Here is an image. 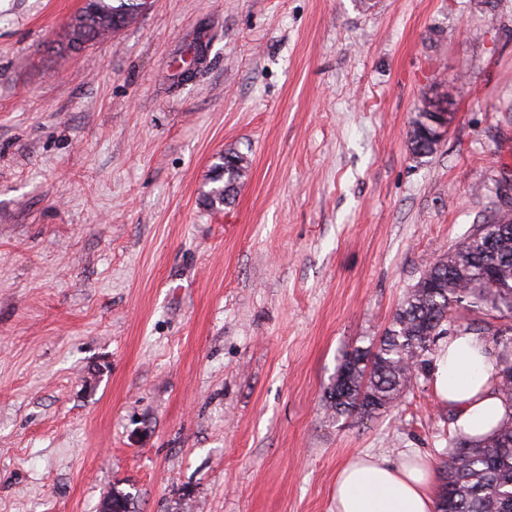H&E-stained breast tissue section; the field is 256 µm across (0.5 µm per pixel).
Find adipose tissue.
Segmentation results:
<instances>
[{
	"mask_svg": "<svg viewBox=\"0 0 512 512\" xmlns=\"http://www.w3.org/2000/svg\"><path fill=\"white\" fill-rule=\"evenodd\" d=\"M496 361L485 339L463 328L440 345L430 381L437 399L455 411V426L468 436L487 433L506 407L496 393ZM335 512H435V471L425 458L400 462L363 456L336 474Z\"/></svg>",
	"mask_w": 512,
	"mask_h": 512,
	"instance_id": "adipose-tissue-1",
	"label": "adipose tissue"
}]
</instances>
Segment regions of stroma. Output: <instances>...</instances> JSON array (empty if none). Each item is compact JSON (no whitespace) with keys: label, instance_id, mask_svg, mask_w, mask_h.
<instances>
[{"label":"stroma","instance_id":"obj_1","mask_svg":"<svg viewBox=\"0 0 512 512\" xmlns=\"http://www.w3.org/2000/svg\"><path fill=\"white\" fill-rule=\"evenodd\" d=\"M82 5L0 0V512H332L349 460L440 463L428 377L368 420L325 391L504 204L512 0H152L75 53ZM437 117L434 120V129L430 134V137L439 141L443 138L444 134L448 130V113L447 112H435ZM437 142H433L429 137H427L425 130H421L420 128H415L411 134V144L413 146V150L416 154L419 155H428L434 152L435 146ZM213 165L214 175L210 183L213 186L203 194L204 202L211 208L224 206L237 193L243 177L241 156L226 152L217 158Z\"/></svg>","mask_w":512,"mask_h":512}]
</instances>
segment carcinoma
I'll list each match as a JSON object with an SVG mask.
<instances>
[{"label": "carcinoma", "instance_id": "carcinoma-1", "mask_svg": "<svg viewBox=\"0 0 512 512\" xmlns=\"http://www.w3.org/2000/svg\"><path fill=\"white\" fill-rule=\"evenodd\" d=\"M148 0H85L72 17L65 48L80 50L128 27L146 11ZM415 153L428 155L436 143L414 128ZM204 202L224 206L243 177L241 156L226 152L213 165ZM491 226L475 227L435 262L399 303L379 341L346 352L325 392L336 416L372 418L389 412L397 400L429 372L439 337L455 332V307L486 308L507 323L483 333L497 359V391L512 408V210L497 212ZM436 512H512V412L487 434L461 432L449 440ZM113 512H131L134 495L116 487L109 492Z\"/></svg>", "mask_w": 512, "mask_h": 512}]
</instances>
